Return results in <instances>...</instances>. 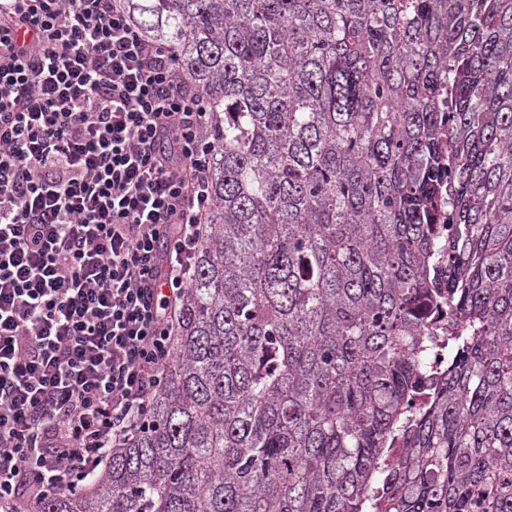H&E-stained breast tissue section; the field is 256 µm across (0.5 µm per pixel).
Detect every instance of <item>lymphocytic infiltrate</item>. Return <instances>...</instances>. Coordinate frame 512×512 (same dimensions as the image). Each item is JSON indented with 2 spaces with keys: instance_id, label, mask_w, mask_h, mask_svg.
Masks as SVG:
<instances>
[{
  "instance_id": "1",
  "label": "lymphocytic infiltrate",
  "mask_w": 512,
  "mask_h": 512,
  "mask_svg": "<svg viewBox=\"0 0 512 512\" xmlns=\"http://www.w3.org/2000/svg\"><path fill=\"white\" fill-rule=\"evenodd\" d=\"M205 122L124 0H0V512L146 423L211 206Z\"/></svg>"
}]
</instances>
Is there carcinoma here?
Returning <instances> with one entry per match:
<instances>
[{
  "label": "carcinoma",
  "instance_id": "cac0c4a2",
  "mask_svg": "<svg viewBox=\"0 0 512 512\" xmlns=\"http://www.w3.org/2000/svg\"><path fill=\"white\" fill-rule=\"evenodd\" d=\"M213 205L147 428L29 512H512V0H125Z\"/></svg>",
  "mask_w": 512,
  "mask_h": 512
}]
</instances>
